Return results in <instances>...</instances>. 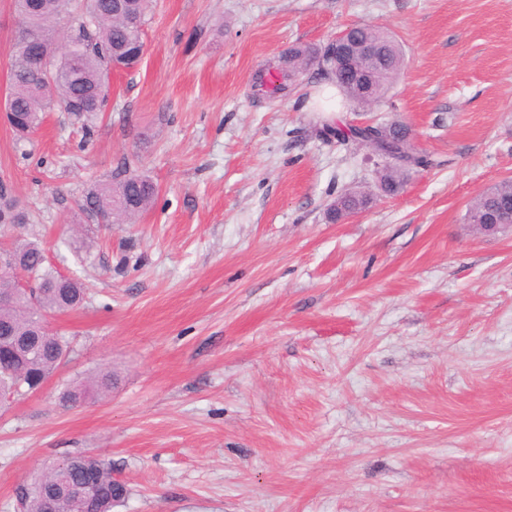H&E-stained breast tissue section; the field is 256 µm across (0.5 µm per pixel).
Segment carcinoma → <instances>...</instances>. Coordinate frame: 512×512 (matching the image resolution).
Returning a JSON list of instances; mask_svg holds the SVG:
<instances>
[{"mask_svg":"<svg viewBox=\"0 0 512 512\" xmlns=\"http://www.w3.org/2000/svg\"><path fill=\"white\" fill-rule=\"evenodd\" d=\"M20 35L9 45L11 73L7 96L11 98L14 119L12 129L18 140L42 124L44 115L56 109L73 116L85 134L94 133L97 121L109 105L108 83L103 59L110 57L134 68L143 54L142 32L148 22L152 0H12ZM70 17L75 22L89 19L92 31L77 39L57 37L52 29L56 19ZM349 35L356 39H369L376 43L386 59L387 73L377 83L371 99L360 97L353 87L339 79L333 71L330 49H313L295 44L288 48L285 57L288 67H281L273 59L267 60L257 75L262 83H271L273 92L288 86L305 74L308 66L316 67L318 74L333 83L348 102L359 109L368 110L383 101L395 75L404 66L403 52L385 28L377 25H358ZM50 57L57 71H44L42 58ZM389 136L399 143L397 152L405 156L414 152L415 164L424 165L428 159L415 153V147L405 148L407 129L397 124H377L369 129L343 128L328 117L319 123L318 133L325 134L338 143L371 140V133ZM408 172L390 157L384 158L379 181L387 182L386 190L395 194L402 189ZM155 184L139 175H126L110 185L91 191L81 204L98 224H128L150 207L156 198ZM343 204L361 209L369 203L368 194L350 189L338 195ZM512 210V181H503L476 195L466 214L469 224L498 211ZM28 215L17 209L8 185L0 182V224H23ZM11 250L26 257L27 271L32 274L37 298L15 282H0V292L9 293L12 300L0 306V336L19 339V361L10 369L0 368V400L24 396L48 380L71 352L68 338L54 334L48 343L37 340L34 332L48 324L53 314L79 308L85 298V288L77 280H68L45 266L42 249L33 242L13 244ZM116 379L112 372H100L86 383L69 386L59 394V404L65 408L83 405L88 396L104 398L112 393ZM70 480L81 481L86 469H95L98 480L87 512H113L128 497L124 483L112 476V464L91 454L71 456ZM54 493L59 498L61 512H72L68 486L56 479L51 470L21 484L15 492L18 512H42L45 495Z\"/></svg>","mask_w":512,"mask_h":512,"instance_id":"carcinoma-1","label":"carcinoma"}]
</instances>
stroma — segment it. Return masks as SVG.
<instances>
[{"label": "stroma", "instance_id": "obj_1", "mask_svg": "<svg viewBox=\"0 0 512 512\" xmlns=\"http://www.w3.org/2000/svg\"><path fill=\"white\" fill-rule=\"evenodd\" d=\"M386 27L405 66L371 111L430 163L376 188L365 146L317 137L321 78H255L295 43ZM145 53L112 73L91 138L46 113L30 144L0 120V179L23 226L86 288L50 317L72 353L0 405V512L58 458L100 455L114 512H512V235L465 220L512 179V0H156ZM129 171L158 197L132 224L80 205ZM373 201L341 223L328 204ZM111 370V396L60 391ZM342 199V202L344 205H350L352 209H345L342 208L341 205H338V209H340L338 218L336 219V200ZM336 200L333 201L329 206V212L331 214V217L333 220H336V223L341 222L344 220L347 216L357 212V210L353 209H362L363 207H366L369 203L370 198L368 197V194L365 193L362 190H356V189H350L345 190L340 195L336 197Z\"/></svg>", "mask_w": 512, "mask_h": 512}]
</instances>
